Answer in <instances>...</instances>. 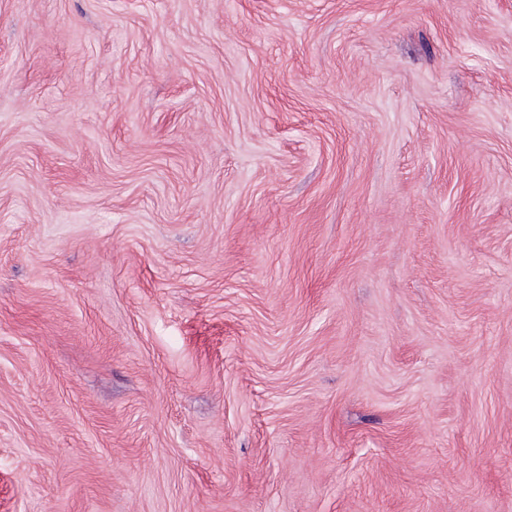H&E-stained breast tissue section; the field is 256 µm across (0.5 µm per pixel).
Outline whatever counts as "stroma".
Returning a JSON list of instances; mask_svg holds the SVG:
<instances>
[{"label": "stroma", "instance_id": "obj_1", "mask_svg": "<svg viewBox=\"0 0 512 512\" xmlns=\"http://www.w3.org/2000/svg\"><path fill=\"white\" fill-rule=\"evenodd\" d=\"M0 512H512V0H0Z\"/></svg>", "mask_w": 512, "mask_h": 512}]
</instances>
